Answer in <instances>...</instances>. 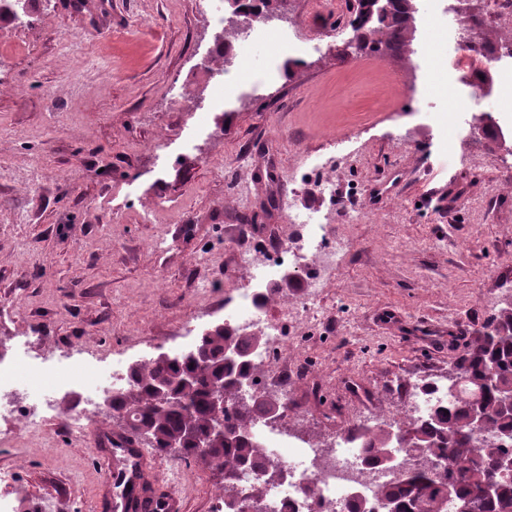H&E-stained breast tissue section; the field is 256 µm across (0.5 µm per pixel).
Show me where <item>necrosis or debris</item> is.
Returning a JSON list of instances; mask_svg holds the SVG:
<instances>
[{
  "mask_svg": "<svg viewBox=\"0 0 512 512\" xmlns=\"http://www.w3.org/2000/svg\"><path fill=\"white\" fill-rule=\"evenodd\" d=\"M484 21V15L475 12H455L451 0H431L417 18L420 53L435 55L439 67L458 75L472 104L470 122L474 125L485 112L487 97L502 104L512 100V64L492 47L477 52L470 49L471 33ZM447 34L454 37L449 50L438 42L439 36ZM265 36L275 37L279 50L289 56L305 51L294 32L275 31L260 21L246 22L236 33L234 63L226 67L225 79L213 84L214 106L230 104L243 94L241 76L249 67L252 46ZM490 63L496 66L495 74L491 80H482L484 67ZM348 249V240L336 235L316 213L301 217L291 244L271 248L264 257H257L246 245L238 249L243 284L224 309V325L237 335L262 338L254 356L259 367H266L271 351L284 344L287 327L301 319L317 320L320 290L341 267ZM296 268L305 276L304 290L278 317H267L264 288ZM132 385L129 366L103 362L92 352L75 350L51 364L31 355L22 341L0 349V421L22 418L29 428H40V412L53 406L59 396L73 394L78 402L68 414V424L77 434L85 428L90 413L108 412L109 399L122 396ZM252 435L286 470V479L268 489L276 512H310L303 491L311 481L318 487L322 512H351L356 497H370L376 486L392 480L383 468L365 466L360 446L347 436L326 446L262 421L254 426Z\"/></svg>",
  "mask_w": 512,
  "mask_h": 512,
  "instance_id": "obj_1",
  "label": "necrosis or debris"
}]
</instances>
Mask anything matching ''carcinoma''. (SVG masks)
Here are the masks:
<instances>
[{
  "instance_id": "carcinoma-1",
  "label": "carcinoma",
  "mask_w": 512,
  "mask_h": 512,
  "mask_svg": "<svg viewBox=\"0 0 512 512\" xmlns=\"http://www.w3.org/2000/svg\"><path fill=\"white\" fill-rule=\"evenodd\" d=\"M246 12L265 19L279 15L281 0H255L243 4ZM349 26L359 50L379 58H408L414 53L416 0H355L350 8ZM261 345L258 336L232 335L216 329L200 337L194 348L179 359H152L131 369L133 388L112 403L123 432L144 437L159 453L172 452L171 443L185 459L198 460L224 474V492L231 496L236 512L247 505L235 494L239 475L245 469L261 468L269 477L276 467L254 439L243 438L255 421L274 410L283 412L276 399L261 396L239 400L234 378L257 384L260 369L252 363L253 350ZM238 353L235 364L224 358V348ZM451 373L460 384L448 401L440 403L426 417L411 416L396 421L408 439V448L420 454L422 462L406 474L399 485H381L365 501L367 512L374 504H390L396 512H448L445 489H455V505L463 512H512V476L502 477L496 468L500 460L512 458V409L499 401V391L512 387V302L500 307L484 330L467 344L453 364ZM172 387L177 404L160 403L157 386ZM224 391V416L214 415L211 398ZM480 392L484 424L470 421L471 398ZM224 423V435L212 434L217 421ZM344 434L363 441L368 465H384L394 445L392 425L381 424L365 432L359 424ZM212 437L208 447L195 440ZM495 479L497 492L486 500L476 488Z\"/></svg>"
}]
</instances>
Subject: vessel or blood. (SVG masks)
<instances>
[{
    "label": "vessel or blood",
    "mask_w": 512,
    "mask_h": 512,
    "mask_svg": "<svg viewBox=\"0 0 512 512\" xmlns=\"http://www.w3.org/2000/svg\"><path fill=\"white\" fill-rule=\"evenodd\" d=\"M109 448L106 463L114 472L122 474L125 483L130 484L129 494L113 500L112 512H182V501L175 494L152 498L142 495L148 459L142 449L127 443L121 435L108 439Z\"/></svg>",
    "instance_id": "b4317fda"
}]
</instances>
